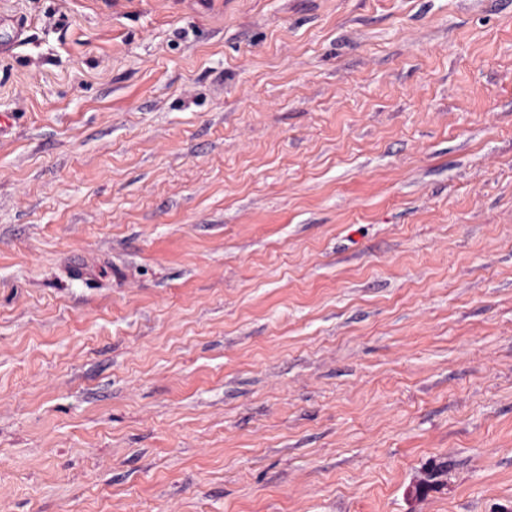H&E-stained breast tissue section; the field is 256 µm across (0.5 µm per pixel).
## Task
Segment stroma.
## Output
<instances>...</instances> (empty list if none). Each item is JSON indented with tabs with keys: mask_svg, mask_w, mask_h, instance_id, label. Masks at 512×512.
<instances>
[{
	"mask_svg": "<svg viewBox=\"0 0 512 512\" xmlns=\"http://www.w3.org/2000/svg\"><path fill=\"white\" fill-rule=\"evenodd\" d=\"M1 115L0 512H512V0H0Z\"/></svg>",
	"mask_w": 512,
	"mask_h": 512,
	"instance_id": "35a3bbf8",
	"label": "stroma"
}]
</instances>
